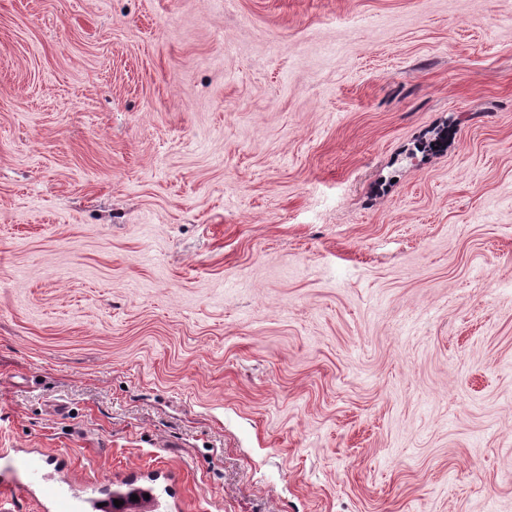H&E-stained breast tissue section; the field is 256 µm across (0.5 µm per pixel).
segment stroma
Masks as SVG:
<instances>
[{"mask_svg": "<svg viewBox=\"0 0 512 512\" xmlns=\"http://www.w3.org/2000/svg\"><path fill=\"white\" fill-rule=\"evenodd\" d=\"M1 476L512 512V0H0Z\"/></svg>", "mask_w": 512, "mask_h": 512, "instance_id": "35a3bbf8", "label": "stroma"}]
</instances>
